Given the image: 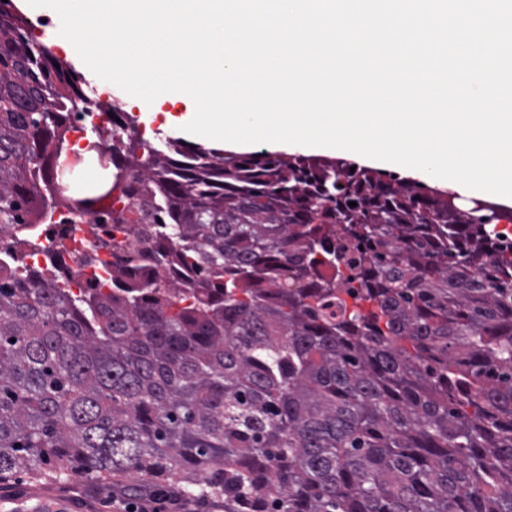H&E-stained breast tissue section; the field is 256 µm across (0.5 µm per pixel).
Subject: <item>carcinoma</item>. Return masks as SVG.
<instances>
[{"instance_id":"cac0c4a2","label":"carcinoma","mask_w":512,"mask_h":512,"mask_svg":"<svg viewBox=\"0 0 512 512\" xmlns=\"http://www.w3.org/2000/svg\"><path fill=\"white\" fill-rule=\"evenodd\" d=\"M25 24L0 0V234L23 238L90 108ZM111 145L106 190L54 201L131 197L150 264L116 242L75 292L0 259V480L154 498L178 476L224 512H512L497 225L341 158Z\"/></svg>"}]
</instances>
